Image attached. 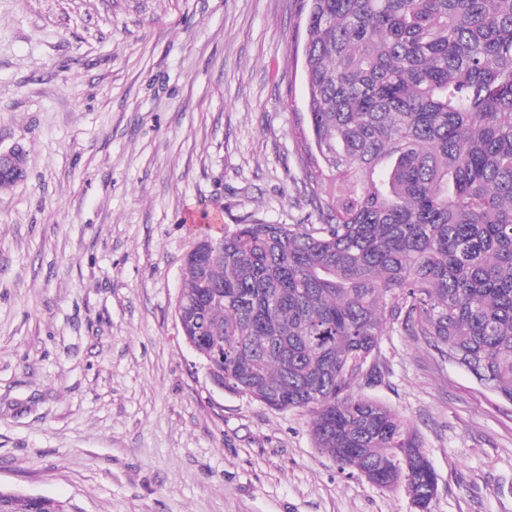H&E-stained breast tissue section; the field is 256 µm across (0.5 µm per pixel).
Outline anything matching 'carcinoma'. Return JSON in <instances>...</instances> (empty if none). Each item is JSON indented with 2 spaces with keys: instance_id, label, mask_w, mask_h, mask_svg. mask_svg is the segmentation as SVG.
I'll return each mask as SVG.
<instances>
[{
  "instance_id": "carcinoma-1",
  "label": "carcinoma",
  "mask_w": 512,
  "mask_h": 512,
  "mask_svg": "<svg viewBox=\"0 0 512 512\" xmlns=\"http://www.w3.org/2000/svg\"><path fill=\"white\" fill-rule=\"evenodd\" d=\"M316 223L188 252L174 310L224 390L310 416L322 453L429 509L414 428L359 394L398 325L512 403V0H300ZM0 512H76L0 490Z\"/></svg>"
}]
</instances>
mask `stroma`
I'll return each mask as SVG.
<instances>
[{
    "instance_id": "35a3bbf8",
    "label": "stroma",
    "mask_w": 512,
    "mask_h": 512,
    "mask_svg": "<svg viewBox=\"0 0 512 512\" xmlns=\"http://www.w3.org/2000/svg\"><path fill=\"white\" fill-rule=\"evenodd\" d=\"M300 0H0V488L80 512H413L310 419L219 389L174 302L201 229L312 207ZM370 388L431 512H512V404L390 329Z\"/></svg>"
}]
</instances>
